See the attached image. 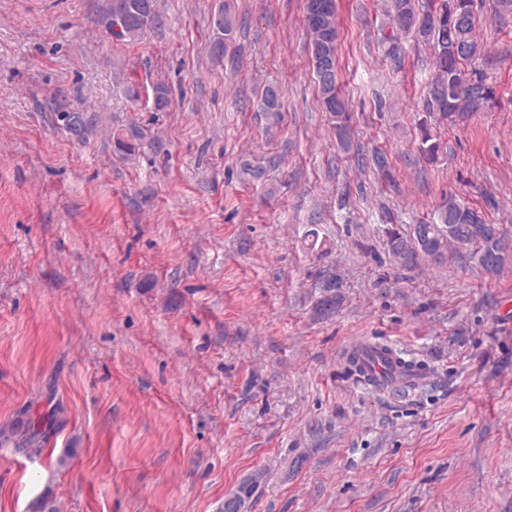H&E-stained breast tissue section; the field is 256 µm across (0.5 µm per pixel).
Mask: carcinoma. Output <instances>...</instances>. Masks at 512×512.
<instances>
[{
  "mask_svg": "<svg viewBox=\"0 0 512 512\" xmlns=\"http://www.w3.org/2000/svg\"><path fill=\"white\" fill-rule=\"evenodd\" d=\"M139 0H110L109 17L123 25L117 41L139 38L158 20L156 0H150L146 9L132 12L130 5ZM455 11L462 16L454 35H448V13ZM390 25L398 34L413 33L434 47V76L428 86L425 109L439 120L462 121L472 112L484 110L493 99V89L480 75L465 76L462 66L475 59L481 47L475 36V16L472 0H442L436 14L419 9L416 0H387ZM304 21L311 37L312 64L317 80L318 102L336 124L341 146L348 147L351 115L348 101L342 91L338 57V28L336 0H305ZM223 37L212 48L213 57L221 61L234 40L235 24L224 15L219 25ZM328 60L331 76L320 70L319 59ZM261 104L266 112L281 108V91L278 86L263 90ZM440 151L429 126L421 129V157L437 160ZM385 248L392 260L403 268H413L430 254L438 256L436 263L448 257L452 244L472 246L479 264L488 272H496L512 257V239L502 234L495 224L486 222L478 210L454 198L439 208L437 221L413 225L410 233L392 225L385 229Z\"/></svg>",
  "mask_w": 512,
  "mask_h": 512,
  "instance_id": "cac0c4a2",
  "label": "carcinoma"
}]
</instances>
